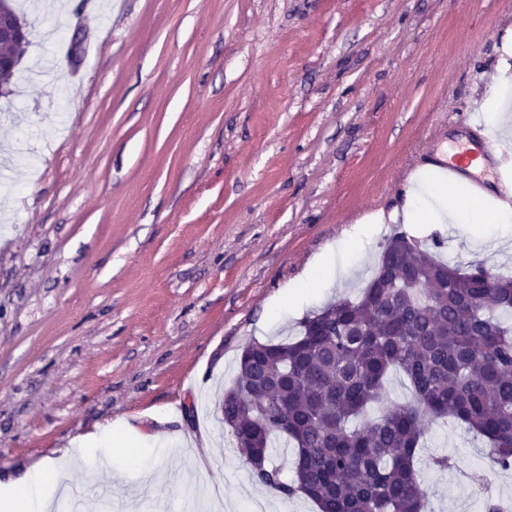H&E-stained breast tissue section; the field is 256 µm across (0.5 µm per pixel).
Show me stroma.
Instances as JSON below:
<instances>
[{"instance_id": "1", "label": "stroma", "mask_w": 512, "mask_h": 512, "mask_svg": "<svg viewBox=\"0 0 512 512\" xmlns=\"http://www.w3.org/2000/svg\"><path fill=\"white\" fill-rule=\"evenodd\" d=\"M30 46L0 98V474L78 448L130 456L106 512H319L257 487L217 394L250 342L293 339L356 298L393 222L340 280L268 302L362 217L406 202L428 155L512 151V118L473 129L498 84L500 0H17ZM85 39L67 54L76 29ZM461 269L512 273V241L406 224ZM429 512L512 505V470L456 422L423 416ZM448 457L440 470L432 460ZM161 481H140L142 468Z\"/></svg>"}]
</instances>
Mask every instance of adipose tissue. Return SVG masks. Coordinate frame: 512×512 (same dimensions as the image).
Instances as JSON below:
<instances>
[{
    "label": "adipose tissue",
    "mask_w": 512,
    "mask_h": 512,
    "mask_svg": "<svg viewBox=\"0 0 512 512\" xmlns=\"http://www.w3.org/2000/svg\"><path fill=\"white\" fill-rule=\"evenodd\" d=\"M409 201L402 211L391 215L372 216L370 223L355 227L346 238L329 246L314 262L307 282L292 285L276 299L273 309H281L284 302L296 303L307 293L308 283L331 281L341 274L337 255L358 245L371 234L373 225L391 219L405 224H464L473 241L485 239L487 224L512 222V205L485 196L468 197L450 187L447 181H434L428 174L412 177L408 183ZM71 450H63L55 459H48L30 467L22 476L8 480L9 493L0 499V512H51L59 495L60 486L71 471Z\"/></svg>",
    "instance_id": "obj_1"
}]
</instances>
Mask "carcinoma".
I'll use <instances>...</instances> for the list:
<instances>
[{
	"label": "carcinoma",
	"instance_id": "cac0c4a2",
	"mask_svg": "<svg viewBox=\"0 0 512 512\" xmlns=\"http://www.w3.org/2000/svg\"><path fill=\"white\" fill-rule=\"evenodd\" d=\"M509 315L511 278L489 280L480 263L464 272L404 232L385 238L358 300L305 317L291 342L244 347L222 407L253 481L319 512H426L425 414L466 425L511 469ZM392 370L412 403H384Z\"/></svg>",
	"mask_w": 512,
	"mask_h": 512
}]
</instances>
